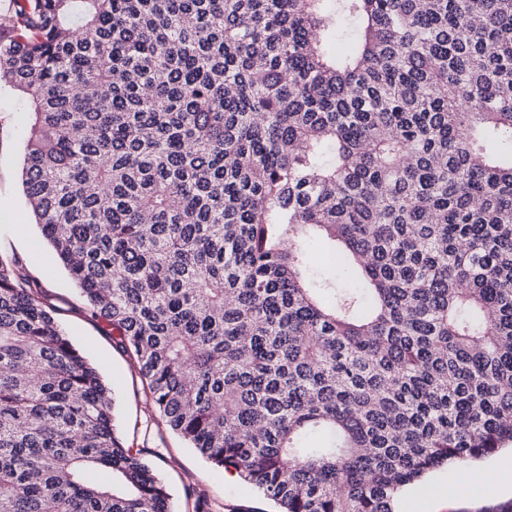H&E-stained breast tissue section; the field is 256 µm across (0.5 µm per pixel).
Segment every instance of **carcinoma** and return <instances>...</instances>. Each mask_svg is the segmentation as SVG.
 Listing matches in <instances>:
<instances>
[{
    "mask_svg": "<svg viewBox=\"0 0 512 512\" xmlns=\"http://www.w3.org/2000/svg\"><path fill=\"white\" fill-rule=\"evenodd\" d=\"M9 9L35 223L175 434L280 512L512 446V0ZM25 281L0 255V512H171Z\"/></svg>",
    "mask_w": 512,
    "mask_h": 512,
    "instance_id": "1",
    "label": "carcinoma"
}]
</instances>
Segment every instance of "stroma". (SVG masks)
I'll use <instances>...</instances> for the list:
<instances>
[{
	"label": "stroma",
	"instance_id": "obj_1",
	"mask_svg": "<svg viewBox=\"0 0 512 512\" xmlns=\"http://www.w3.org/2000/svg\"><path fill=\"white\" fill-rule=\"evenodd\" d=\"M30 107L15 91L0 89V254L16 258L32 287L44 289L60 309L73 341L114 392L115 424L126 446L140 450L165 480L174 512H278V507L236 472L214 466L170 430L149 404L132 360L85 310L76 285L43 240L21 184ZM460 464L443 466L397 499L395 512H512V493L453 495Z\"/></svg>",
	"mask_w": 512,
	"mask_h": 512
}]
</instances>
